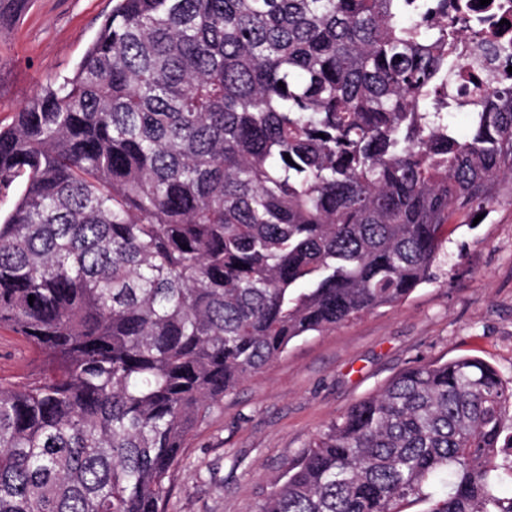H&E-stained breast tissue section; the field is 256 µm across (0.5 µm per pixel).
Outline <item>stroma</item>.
Instances as JSON below:
<instances>
[{
    "label": "stroma",
    "instance_id": "35a3bbf8",
    "mask_svg": "<svg viewBox=\"0 0 512 512\" xmlns=\"http://www.w3.org/2000/svg\"><path fill=\"white\" fill-rule=\"evenodd\" d=\"M112 0H30L0 21V123L50 78L72 75ZM479 358L512 380V203L455 216L448 263L402 304L290 343L189 435L170 478L169 512H256L289 460L334 418L417 360ZM35 356L0 329V377Z\"/></svg>",
    "mask_w": 512,
    "mask_h": 512
}]
</instances>
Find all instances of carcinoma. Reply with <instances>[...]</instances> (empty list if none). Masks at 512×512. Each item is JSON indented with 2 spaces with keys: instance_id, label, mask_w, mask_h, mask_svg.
Returning <instances> with one entry per match:
<instances>
[{
  "instance_id": "carcinoma-1",
  "label": "carcinoma",
  "mask_w": 512,
  "mask_h": 512,
  "mask_svg": "<svg viewBox=\"0 0 512 512\" xmlns=\"http://www.w3.org/2000/svg\"><path fill=\"white\" fill-rule=\"evenodd\" d=\"M466 30L434 0H113L0 126V327L39 362L0 378V512H166L241 381L436 279L451 217L512 200V87L451 121ZM509 428L495 368L416 361L257 512H512Z\"/></svg>"
}]
</instances>
